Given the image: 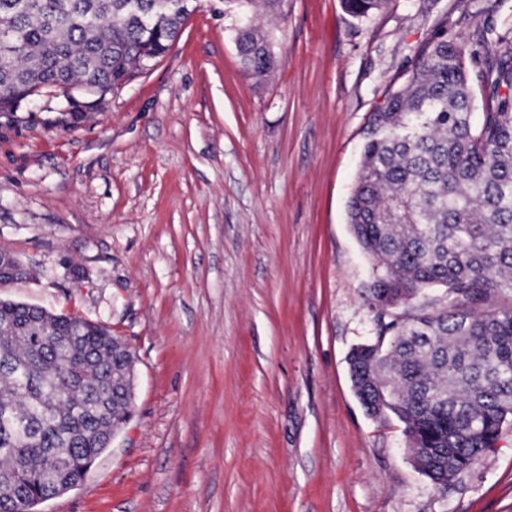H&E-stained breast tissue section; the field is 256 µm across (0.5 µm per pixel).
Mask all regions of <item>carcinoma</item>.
<instances>
[{"label":"carcinoma","mask_w":512,"mask_h":512,"mask_svg":"<svg viewBox=\"0 0 512 512\" xmlns=\"http://www.w3.org/2000/svg\"><path fill=\"white\" fill-rule=\"evenodd\" d=\"M0 0V118L42 91L104 95L172 47L186 15L141 0ZM388 0H343L365 18ZM476 42L498 46L481 72L482 112L466 70L470 44L438 34L371 112L348 221L378 274L367 301L382 353L356 365L358 399L392 415L410 444L448 449L421 473L440 488L487 457L512 419V40L474 16ZM245 72L275 65L268 36L233 28ZM25 275L9 257L0 281ZM444 287L448 302L424 290ZM421 299L409 319L398 305ZM135 360L106 326L0 299V512L79 486L132 416Z\"/></svg>","instance_id":"1"}]
</instances>
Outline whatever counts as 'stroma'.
Here are the masks:
<instances>
[{"instance_id":"35a3bbf8","label":"stroma","mask_w":512,"mask_h":512,"mask_svg":"<svg viewBox=\"0 0 512 512\" xmlns=\"http://www.w3.org/2000/svg\"><path fill=\"white\" fill-rule=\"evenodd\" d=\"M512 30V0H342L255 11L277 64L242 69L224 0L78 122L41 94L0 119V298L109 326L133 415L37 512H512V421L437 489L404 426L366 412L347 356L372 340V259L347 205L370 113L445 26Z\"/></svg>"}]
</instances>
